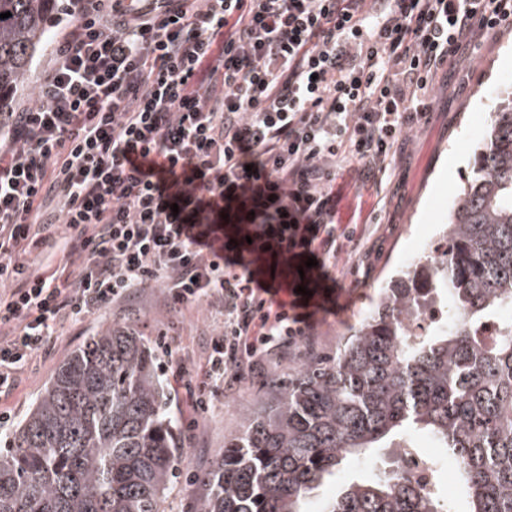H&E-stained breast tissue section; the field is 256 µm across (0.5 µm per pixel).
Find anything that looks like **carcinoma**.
Listing matches in <instances>:
<instances>
[{
    "instance_id": "1",
    "label": "carcinoma",
    "mask_w": 512,
    "mask_h": 512,
    "mask_svg": "<svg viewBox=\"0 0 512 512\" xmlns=\"http://www.w3.org/2000/svg\"><path fill=\"white\" fill-rule=\"evenodd\" d=\"M58 0H0V113L28 80ZM440 249L392 277L336 354L304 359L198 478L191 512H307L310 495L378 450L440 448L426 487L388 470L343 482L323 512H512V91L492 112ZM454 317L420 332L434 306ZM155 356L106 324L66 358L0 451V512H166L180 424Z\"/></svg>"
}]
</instances>
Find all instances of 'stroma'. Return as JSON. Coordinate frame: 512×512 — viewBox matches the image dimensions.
Returning a JSON list of instances; mask_svg holds the SVG:
<instances>
[{"label":"stroma","instance_id":"1","mask_svg":"<svg viewBox=\"0 0 512 512\" xmlns=\"http://www.w3.org/2000/svg\"><path fill=\"white\" fill-rule=\"evenodd\" d=\"M480 55V60L464 56L444 68L432 92L427 121L409 133L385 173L363 177L354 162L337 171V228H354L360 243L337 239L330 265L337 283L330 293L335 308L316 311L310 335L263 357L231 391L215 397L207 411H196L185 386L200 372L207 343L222 321L202 307L169 313L161 290H143L102 314L61 327L48 353L34 357L20 373L17 389L0 398V412L11 415L0 426V446H5L58 365L101 326L134 324L142 339L154 344L158 333H166L169 347H157L155 356L171 392L173 413L182 425L185 463L175 474L165 508L188 512L199 493L197 478L270 397V379L287 377L302 359L334 355L342 336L372 310L379 288L407 258L432 253L437 226L444 223L456 192L471 176L484 139L483 133L474 132L473 123L489 124L498 90L512 82V33L486 36Z\"/></svg>","mask_w":512,"mask_h":512}]
</instances>
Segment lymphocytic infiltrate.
Wrapping results in <instances>:
<instances>
[{"mask_svg": "<svg viewBox=\"0 0 512 512\" xmlns=\"http://www.w3.org/2000/svg\"><path fill=\"white\" fill-rule=\"evenodd\" d=\"M98 2L0 120V395L66 321L159 288L224 319L203 409L312 328L270 295L324 286L339 163L386 171L512 0Z\"/></svg>", "mask_w": 512, "mask_h": 512, "instance_id": "1", "label": "lymphocytic infiltrate"}]
</instances>
